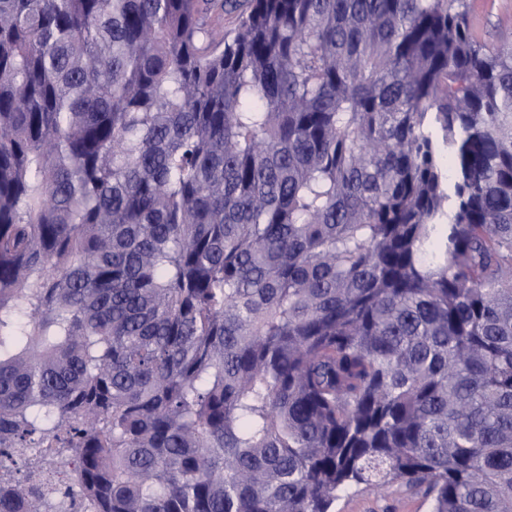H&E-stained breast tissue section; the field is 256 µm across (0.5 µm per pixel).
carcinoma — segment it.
<instances>
[{
    "label": "carcinoma",
    "mask_w": 512,
    "mask_h": 512,
    "mask_svg": "<svg viewBox=\"0 0 512 512\" xmlns=\"http://www.w3.org/2000/svg\"><path fill=\"white\" fill-rule=\"evenodd\" d=\"M468 11L0 0V512H512V32ZM431 501L421 492L395 483L384 494L364 486L339 493L333 512H430Z\"/></svg>",
    "instance_id": "1"
}]
</instances>
